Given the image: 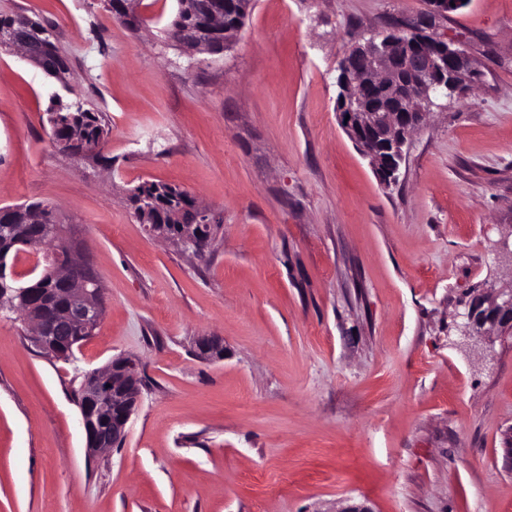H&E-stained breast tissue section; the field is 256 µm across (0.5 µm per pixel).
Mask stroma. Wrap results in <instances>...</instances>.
Returning <instances> with one entry per match:
<instances>
[{"mask_svg": "<svg viewBox=\"0 0 512 512\" xmlns=\"http://www.w3.org/2000/svg\"><path fill=\"white\" fill-rule=\"evenodd\" d=\"M137 30L103 0H0L53 25L64 79L0 50V207L52 205L104 291L74 359L0 313V512H512V339L461 345L477 291L512 287V0L433 31L483 81L433 109L385 186L342 129L345 52L427 0H251L220 55ZM83 99L104 149L50 142L51 97ZM145 181L222 219L199 259L133 215ZM217 337L222 358L202 360ZM144 368L120 446L85 451L87 371Z\"/></svg>", "mask_w": 512, "mask_h": 512, "instance_id": "1", "label": "stroma"}]
</instances>
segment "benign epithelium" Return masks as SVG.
Here are the masks:
<instances>
[{
	"label": "benign epithelium",
	"instance_id": "1",
	"mask_svg": "<svg viewBox=\"0 0 512 512\" xmlns=\"http://www.w3.org/2000/svg\"><path fill=\"white\" fill-rule=\"evenodd\" d=\"M463 3L428 0L429 15L446 17ZM212 16L213 24L200 28L192 47L181 51L224 52L230 31H224L222 46L214 43L216 29L224 23V9L215 6ZM426 29L423 24H400L351 46L338 65L339 122L354 144L362 147L363 156L387 186L399 182L408 139L431 110L440 106V100L465 93L483 78L464 43L437 37ZM52 39L50 31L30 38L13 29L0 30L1 48L45 71L53 69ZM78 143L80 138L74 135L69 142L56 144V149L71 156H92L99 151L97 147L74 148ZM200 224L212 230L215 220L209 209L196 203L172 208L162 215L161 224H148L146 230L196 255L200 251L196 232ZM25 246L43 249L45 258L53 260L54 279L64 295L63 304L56 309L40 308L32 302L23 308L32 328L31 339L49 355L68 361L103 318L101 288L90 287L83 277L80 249L61 225L47 226L41 237ZM457 331L474 347L494 337L512 338V288L474 296ZM198 351L204 359H216L223 356L224 347L220 340L209 338L199 343ZM139 384V365L129 357L115 358L83 375L78 406L88 456L114 448L123 439L137 405Z\"/></svg>",
	"mask_w": 512,
	"mask_h": 512
}]
</instances>
